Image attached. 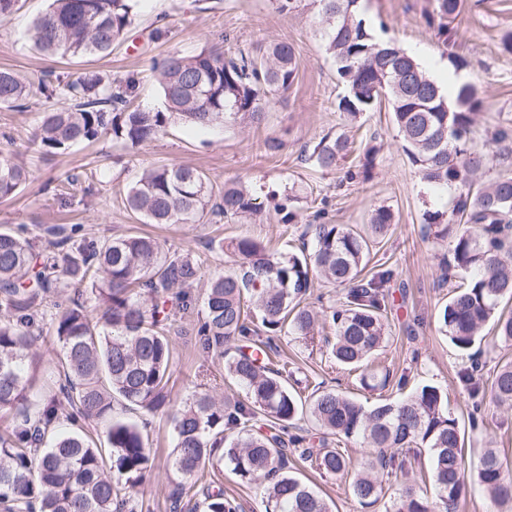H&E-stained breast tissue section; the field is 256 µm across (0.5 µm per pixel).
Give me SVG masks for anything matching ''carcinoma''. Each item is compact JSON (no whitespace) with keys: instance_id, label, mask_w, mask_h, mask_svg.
<instances>
[{"instance_id":"1","label":"carcinoma","mask_w":512,"mask_h":512,"mask_svg":"<svg viewBox=\"0 0 512 512\" xmlns=\"http://www.w3.org/2000/svg\"><path fill=\"white\" fill-rule=\"evenodd\" d=\"M138 0H51L34 19L30 39L45 56H108L133 24ZM320 17L318 35L333 59L344 93L336 111L356 118L387 102L402 147L427 184L456 190L451 212L428 210L424 223L436 234L452 236L441 281L453 288L439 310L438 330L461 351L472 349L480 331L493 322L491 348L512 347V173L488 183L483 170L500 157L476 149L472 128L484 100L471 82L454 87V96L429 76L419 60L393 40L382 38L363 14L361 0H311ZM462 0H435L427 16L448 59L457 69L465 61L453 53L455 21ZM165 109L131 104L135 79L106 82L94 72L75 78L42 79L47 99L68 107L46 112L33 139L47 152L110 135L136 148L155 140L175 119L210 127L238 119L259 121L276 96L297 76L295 49L272 42L255 55L227 57L207 49L185 57L170 54L153 66ZM31 86L0 69V106L16 107ZM351 153L344 133L324 137L308 156L321 170H334ZM28 167L0 151V198L20 189ZM129 210L147 224H199L208 215L232 220L256 212L250 193L224 185L220 200L201 171L181 164L145 171L126 195ZM395 224L390 209L379 207L362 232L344 224L309 226L312 248L275 256L251 238L230 243L240 271L218 272L202 280V262L164 252L150 236L103 239L75 237V229L46 227V251H36L27 229L0 231V512H133L129 507L150 480L153 460L144 437L149 418L171 402L169 333L178 315L197 312L200 348L224 360V371L247 390V400L229 403L210 391H196L172 417L171 457L176 482L170 493L181 503L197 487L204 469L224 463L245 482L264 483L267 512H332L330 504L297 475L307 464L339 478L360 508L385 496L379 474L399 477L428 461L432 491L404 485L388 512H459L468 492L489 497L493 512H512V471L494 448H485L476 469L466 470L462 455L465 428L445 408L447 395L423 385L400 399L367 406L334 388L315 389L311 400L288 388L271 337L283 329L328 347L330 359L362 369L368 389L402 390L406 374L365 367L388 343L387 283L391 269L361 276L372 245ZM345 290L343 302L317 311L305 303L311 273ZM90 285L89 308L80 297L57 305L49 324L40 320L54 292ZM203 285L200 310L191 290ZM329 323L334 336H317ZM53 338L59 347L52 374L38 376L37 344ZM461 385L483 401L479 367L458 372ZM494 401L512 406V361L499 365L491 384ZM135 414L115 418L114 405ZM310 417L322 431L314 441L288 433ZM104 426L95 439L84 423ZM368 449L365 467L350 471L348 450L336 443ZM205 512H239L216 481L203 487Z\"/></svg>"}]
</instances>
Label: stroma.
I'll list each match as a JSON object with an SVG mask.
<instances>
[{"label": "stroma", "mask_w": 512, "mask_h": 512, "mask_svg": "<svg viewBox=\"0 0 512 512\" xmlns=\"http://www.w3.org/2000/svg\"><path fill=\"white\" fill-rule=\"evenodd\" d=\"M47 5L48 0H19L15 11L0 20V68L13 69L33 85L47 73L75 77L94 71L112 80L132 76L139 80L136 105L156 111L163 109L164 100L150 73L154 61L170 53L193 56L214 45L229 54L254 53L260 45L279 40L295 48L297 77L260 121L240 120L206 130L176 121L159 138L136 150L106 136L46 155L33 145V131L40 114L59 108V101L35 92L27 107H0V147L15 153L30 169L27 184L12 198L0 200V230L22 224L32 230L75 224L93 238L148 234L166 249L202 259L205 271H229L237 268L239 260L221 248V241L250 237L285 255L297 249L299 236L315 223L317 213H324L325 223L362 230L374 209L387 207L395 225L372 248L364 270L368 276L382 266L394 272L387 288L390 341L376 362L394 373H407L410 386L441 387L448 394V410L456 417L477 412L487 433L466 436L464 453L469 463H477L490 445L497 448L505 465L512 466V409L488 401L481 410H474L457 377L469 365V354L453 347L438 331L437 312L450 296L449 286L439 279V262L448 253L449 240L429 235L423 214L451 209V196L420 180L400 146L388 108L350 123L336 111L343 87L321 48L314 7L283 14L274 0H139L134 25L111 55L61 59L41 56L28 39L32 19ZM361 7L373 22L385 23L389 36L425 66L447 64L452 54L466 61L468 79L478 85L486 101L473 129L474 143L480 151H498L495 133L512 128V54L499 47L502 35L512 33V0H465L456 20L459 35L449 55L426 24L435 0H361ZM341 131L355 141L349 164H359L366 148L377 147L369 180L346 183L342 171H321L304 161V154L323 136ZM174 163L205 173L217 195L225 183H244L259 203L258 214L201 224L144 223L127 208L126 192L144 170ZM288 190L294 195L297 219L284 224L274 207ZM180 325L181 332L170 335L173 400L184 402L204 387L223 390L232 401L245 399L243 387L226 377L223 360L196 345L192 316L183 317ZM275 343L280 361L286 362L294 378L308 379L313 387H341L362 402L376 400V393L363 390L356 375L338 370L321 346L307 345L285 333ZM146 434L154 470L142 496V512H169L170 418L163 414L151 419ZM204 476L219 477L225 496L239 504V512H264L262 484H247L209 468ZM300 477L330 503L333 512H364L343 480L309 467L302 468Z\"/></svg>", "instance_id": "1"}]
</instances>
